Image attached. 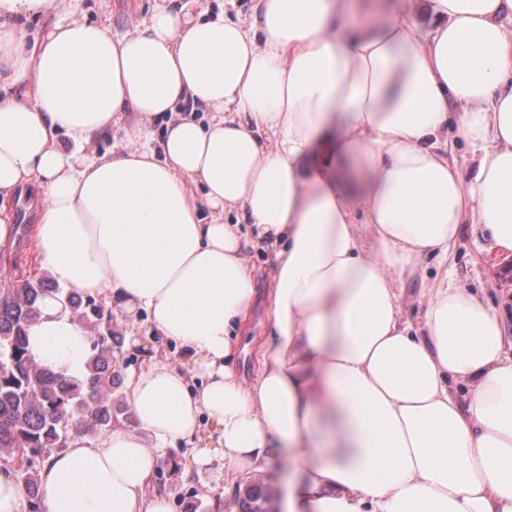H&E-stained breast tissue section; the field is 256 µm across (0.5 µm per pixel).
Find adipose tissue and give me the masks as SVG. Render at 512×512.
Returning <instances> with one entry per match:
<instances>
[{
	"label": "adipose tissue",
	"mask_w": 512,
	"mask_h": 512,
	"mask_svg": "<svg viewBox=\"0 0 512 512\" xmlns=\"http://www.w3.org/2000/svg\"><path fill=\"white\" fill-rule=\"evenodd\" d=\"M63 5L0 0V251L33 186L59 287L30 356L86 374L71 293L145 313L182 361L127 377L132 426L72 428L40 472L42 512H170L149 487L179 445L218 473L210 512L276 464L279 512H512L505 324L448 268L468 222L512 256V0H370L354 29V0H258L247 21L155 0L120 36L72 20L30 38ZM117 127L119 150L86 155ZM245 224L276 249L250 384L233 364L255 298ZM428 261L412 319L404 285Z\"/></svg>",
	"instance_id": "ef3b65f1"
}]
</instances>
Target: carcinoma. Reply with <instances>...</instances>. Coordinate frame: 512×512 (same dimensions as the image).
I'll use <instances>...</instances> for the list:
<instances>
[{"instance_id":"1","label":"carcinoma","mask_w":512,"mask_h":512,"mask_svg":"<svg viewBox=\"0 0 512 512\" xmlns=\"http://www.w3.org/2000/svg\"><path fill=\"white\" fill-rule=\"evenodd\" d=\"M0 288V460L29 502L41 501L39 473L49 455L66 449L73 415L86 417L87 431L112 429L126 407L119 354L125 337L112 331V313L88 297L67 296L72 312L90 333L93 354L88 377L77 381L36 365L26 349L38 298L46 279L19 276ZM273 494L258 486L246 490L241 512H275Z\"/></svg>"}]
</instances>
